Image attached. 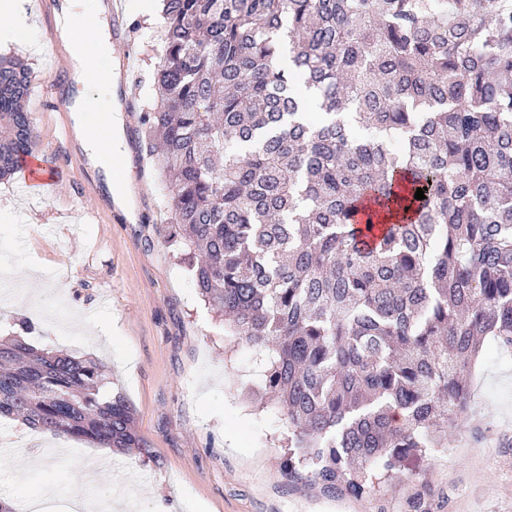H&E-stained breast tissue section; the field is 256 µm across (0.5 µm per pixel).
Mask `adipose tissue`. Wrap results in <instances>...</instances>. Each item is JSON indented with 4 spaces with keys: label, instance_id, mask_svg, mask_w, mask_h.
Instances as JSON below:
<instances>
[{
    "label": "adipose tissue",
    "instance_id": "ef3b65f1",
    "mask_svg": "<svg viewBox=\"0 0 512 512\" xmlns=\"http://www.w3.org/2000/svg\"><path fill=\"white\" fill-rule=\"evenodd\" d=\"M100 12V0H68L58 28L70 48L75 83L84 90L75 100V137L90 163L105 170L115 205L126 210L133 194L119 170L127 147L123 141L124 117L112 100L114 52L106 29L93 34L87 28L88 20ZM30 43L26 0H0V44L26 48Z\"/></svg>",
    "mask_w": 512,
    "mask_h": 512
}]
</instances>
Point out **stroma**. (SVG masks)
I'll return each instance as SVG.
<instances>
[{
    "label": "stroma",
    "instance_id": "obj_1",
    "mask_svg": "<svg viewBox=\"0 0 512 512\" xmlns=\"http://www.w3.org/2000/svg\"><path fill=\"white\" fill-rule=\"evenodd\" d=\"M136 113L125 117L129 155L122 168L137 188L143 220L120 224L76 177L60 175L31 192L24 172L0 180V332L30 317L29 343L102 363L108 389L135 413L143 452L113 453L94 479L76 481L73 461L93 450L13 421L0 423V498L28 512L45 497L52 512L76 500H101L112 512H512V352L486 341L476 364L471 407L480 430H448V446L417 475L389 483L370 499L326 496L286 480L280 468L287 433L274 405H262L260 364L252 347L229 336L199 298L171 243V188L148 152L140 110L163 58L159 0H126ZM29 54L7 45L33 83L49 76L46 30L32 0ZM37 148L68 164L75 147L61 139L59 116L39 113L30 95ZM38 271L10 285L12 266ZM36 470L26 482L17 471Z\"/></svg>",
    "mask_w": 512,
    "mask_h": 512
}]
</instances>
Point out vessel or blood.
I'll return each mask as SVG.
<instances>
[{
	"instance_id": "vessel-or-blood-1",
	"label": "vessel or blood",
	"mask_w": 512,
	"mask_h": 512,
	"mask_svg": "<svg viewBox=\"0 0 512 512\" xmlns=\"http://www.w3.org/2000/svg\"><path fill=\"white\" fill-rule=\"evenodd\" d=\"M112 27V38L121 44L122 49L116 55L115 75L113 77V95L117 106L121 111H135L133 87L130 78L131 46L127 42L129 24L127 15L121 0H103ZM61 0H41V20L49 35L51 48L50 79L44 85L42 91L41 108L43 111L59 113L62 119L61 130L63 134H71L73 131L72 106L64 100L55 98V81L70 74L72 65L68 54L61 47L58 29L55 25L56 14ZM31 183L44 186L52 182L57 176L51 153L37 151L28 155L22 162Z\"/></svg>"
}]
</instances>
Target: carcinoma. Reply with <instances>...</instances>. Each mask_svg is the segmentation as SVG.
Listing matches in <instances>:
<instances>
[{
    "instance_id": "cac0c4a2",
    "label": "carcinoma",
    "mask_w": 512,
    "mask_h": 512,
    "mask_svg": "<svg viewBox=\"0 0 512 512\" xmlns=\"http://www.w3.org/2000/svg\"><path fill=\"white\" fill-rule=\"evenodd\" d=\"M162 19L142 122L181 259L266 357L287 480L373 497L468 422L483 339L512 348V0H162ZM31 86L0 58V179L34 149ZM103 383L0 337V420L148 453Z\"/></svg>"
}]
</instances>
